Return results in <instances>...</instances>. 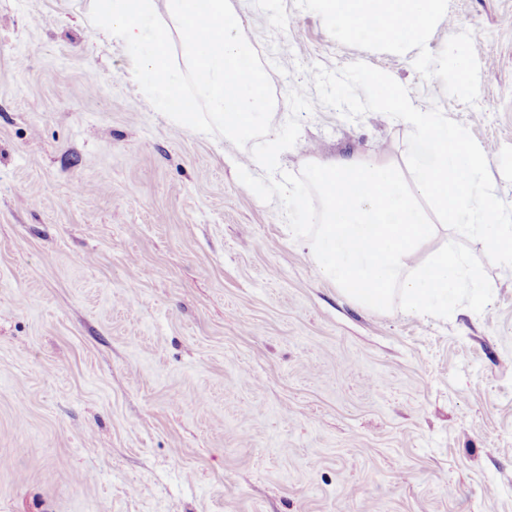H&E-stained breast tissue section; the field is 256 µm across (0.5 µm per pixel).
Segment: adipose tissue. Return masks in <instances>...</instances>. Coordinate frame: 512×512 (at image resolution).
Segmentation results:
<instances>
[{"mask_svg": "<svg viewBox=\"0 0 512 512\" xmlns=\"http://www.w3.org/2000/svg\"><path fill=\"white\" fill-rule=\"evenodd\" d=\"M337 34L390 48L420 42L438 20L443 0H313Z\"/></svg>", "mask_w": 512, "mask_h": 512, "instance_id": "adipose-tissue-1", "label": "adipose tissue"}]
</instances>
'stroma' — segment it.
Returning a JSON list of instances; mask_svg holds the SVG:
<instances>
[{
    "label": "stroma",
    "instance_id": "stroma-1",
    "mask_svg": "<svg viewBox=\"0 0 512 512\" xmlns=\"http://www.w3.org/2000/svg\"><path fill=\"white\" fill-rule=\"evenodd\" d=\"M93 0H0V512H512V269L422 320L348 301L246 156L141 91ZM275 93L354 62L438 106L512 203V0H444L407 49L311 0H231ZM477 39L466 77L451 41ZM279 159L385 152L405 128L315 105Z\"/></svg>",
    "mask_w": 512,
    "mask_h": 512
}]
</instances>
